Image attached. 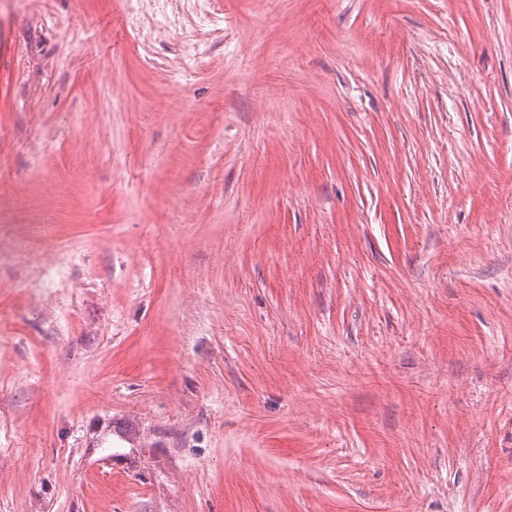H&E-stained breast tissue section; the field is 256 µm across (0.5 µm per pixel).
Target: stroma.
Returning <instances> with one entry per match:
<instances>
[{"mask_svg": "<svg viewBox=\"0 0 512 512\" xmlns=\"http://www.w3.org/2000/svg\"><path fill=\"white\" fill-rule=\"evenodd\" d=\"M0 512H512V0H0Z\"/></svg>", "mask_w": 512, "mask_h": 512, "instance_id": "obj_1", "label": "stroma"}]
</instances>
